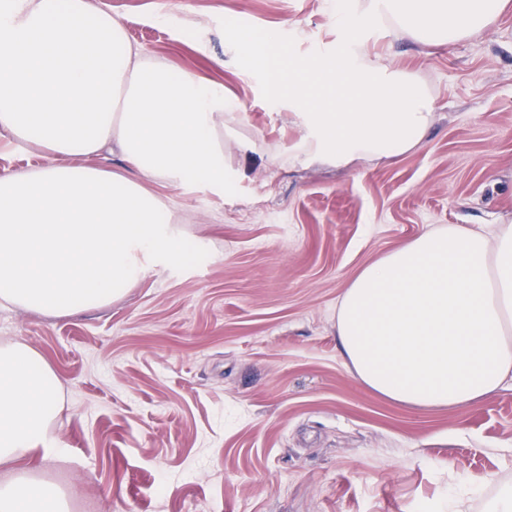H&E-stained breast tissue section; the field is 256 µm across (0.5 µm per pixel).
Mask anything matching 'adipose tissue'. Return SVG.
<instances>
[{
	"label": "adipose tissue",
	"instance_id": "ef3b65f1",
	"mask_svg": "<svg viewBox=\"0 0 512 512\" xmlns=\"http://www.w3.org/2000/svg\"><path fill=\"white\" fill-rule=\"evenodd\" d=\"M507 0H336L335 46L286 55L279 32L225 37L251 69L287 57L291 160L344 166L417 147L432 97L372 57L380 26L444 47L493 25ZM236 103L222 87L155 62L97 0H0V136L56 158L0 176V303L66 317L110 305L147 270L189 261L192 241L146 188L160 179L229 193L224 144ZM109 150L121 174L76 166ZM336 339L368 389L411 407L459 409L512 382V221L451 224L366 264L344 290ZM60 378L24 342L0 345V512H71L36 474L62 455Z\"/></svg>",
	"mask_w": 512,
	"mask_h": 512
}]
</instances>
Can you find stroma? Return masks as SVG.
<instances>
[{
	"label": "stroma",
	"instance_id": "1",
	"mask_svg": "<svg viewBox=\"0 0 512 512\" xmlns=\"http://www.w3.org/2000/svg\"><path fill=\"white\" fill-rule=\"evenodd\" d=\"M152 60L239 103L230 194L146 186L198 243L111 305L54 317L0 307V344L43 354L62 381L38 469L72 512H443L449 468L487 476L463 512L512 486V386L459 410L367 389L336 345V309L363 266L448 224L512 218V7L449 47L378 27L371 54L434 99L422 143L391 161L287 162L286 94L247 74L227 25L279 29L298 54L336 33L327 0H100Z\"/></svg>",
	"mask_w": 512,
	"mask_h": 512
}]
</instances>
